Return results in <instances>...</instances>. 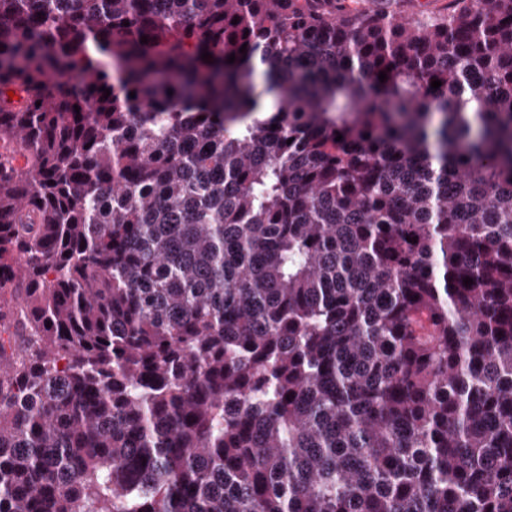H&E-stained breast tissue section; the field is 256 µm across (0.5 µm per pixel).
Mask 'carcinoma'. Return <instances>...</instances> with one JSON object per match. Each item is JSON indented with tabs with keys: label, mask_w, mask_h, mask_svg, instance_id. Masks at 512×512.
I'll use <instances>...</instances> for the list:
<instances>
[{
	"label": "carcinoma",
	"mask_w": 512,
	"mask_h": 512,
	"mask_svg": "<svg viewBox=\"0 0 512 512\" xmlns=\"http://www.w3.org/2000/svg\"><path fill=\"white\" fill-rule=\"evenodd\" d=\"M397 4L0 0V512H512V0Z\"/></svg>",
	"instance_id": "carcinoma-1"
}]
</instances>
